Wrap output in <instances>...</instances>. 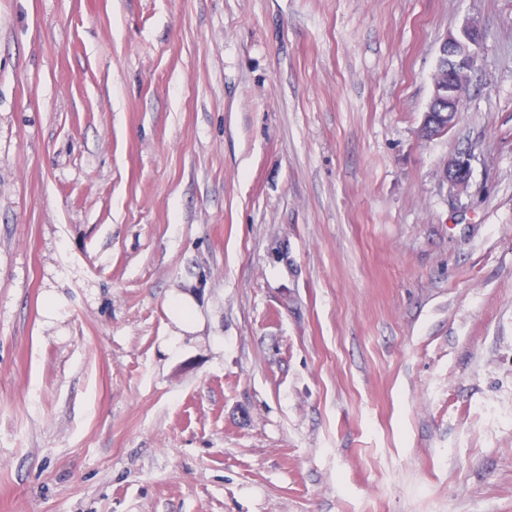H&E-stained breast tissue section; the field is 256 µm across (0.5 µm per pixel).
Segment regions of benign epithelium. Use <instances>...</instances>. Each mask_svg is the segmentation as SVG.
I'll return each mask as SVG.
<instances>
[{
  "instance_id": "obj_1",
  "label": "benign epithelium",
  "mask_w": 512,
  "mask_h": 512,
  "mask_svg": "<svg viewBox=\"0 0 512 512\" xmlns=\"http://www.w3.org/2000/svg\"><path fill=\"white\" fill-rule=\"evenodd\" d=\"M482 32L476 23L466 25L459 34L451 35L439 46L433 94L421 126V135L435 137L448 130L457 120L456 98L477 70L476 59ZM442 178L451 187L463 189L470 180V159L458 154L444 166Z\"/></svg>"
}]
</instances>
